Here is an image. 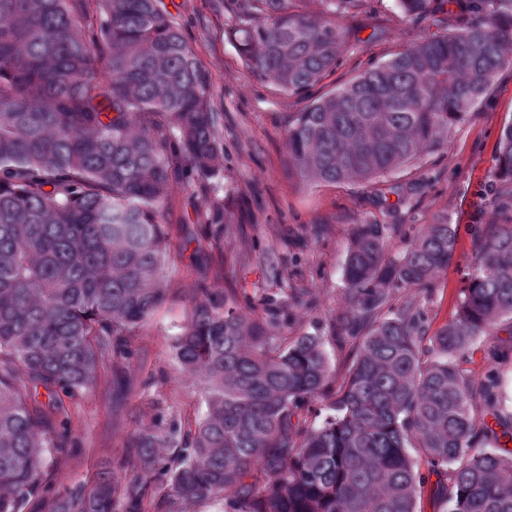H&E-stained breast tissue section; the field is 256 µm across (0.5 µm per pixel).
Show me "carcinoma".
Returning a JSON list of instances; mask_svg holds the SVG:
<instances>
[{"label": "carcinoma", "instance_id": "obj_1", "mask_svg": "<svg viewBox=\"0 0 512 512\" xmlns=\"http://www.w3.org/2000/svg\"><path fill=\"white\" fill-rule=\"evenodd\" d=\"M253 0L228 35L249 72L302 96L355 42L342 20L362 0ZM438 31L288 113V171L300 183L391 174L448 147L450 133L512 66V0H395ZM460 14L439 22L445 4ZM211 75L161 0H0V512H422L428 475L448 512H512V450L499 385L463 368L478 336L512 322V219L475 240L469 285L434 335L402 300L453 262L455 225L425 224L390 253L388 224H355L346 302L329 340L350 349L336 414L297 421L327 395L323 337L283 335L235 295L198 289L172 346L207 406L141 430L124 462L51 496L46 456L62 451V395L92 390L105 361L126 371L130 339L166 298L171 258L161 192L185 173L213 179L223 150ZM494 177L512 186V122ZM212 224L232 216L201 203ZM46 401L38 400V389ZM481 404L501 427L476 426ZM427 472H422L421 466Z\"/></svg>", "mask_w": 512, "mask_h": 512}]
</instances>
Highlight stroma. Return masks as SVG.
Wrapping results in <instances>:
<instances>
[{
  "mask_svg": "<svg viewBox=\"0 0 512 512\" xmlns=\"http://www.w3.org/2000/svg\"><path fill=\"white\" fill-rule=\"evenodd\" d=\"M213 76V102L223 112L224 155L217 178L171 181L162 200L173 259L164 269L169 294L131 341L129 370L119 385L66 399L71 433L64 452L51 456L54 490L90 481L100 464L125 452L130 436L158 414L202 415L205 404L176 363L171 343L181 332L196 296V283L216 295L234 292L241 309L264 304L280 310L286 335H328L343 306V266L352 225L393 226L392 251L422 224L448 220L458 230L454 260L440 273L431 295L416 289L404 300L425 310V328L435 333L455 315L468 286L475 231L501 221L493 206L499 186L492 178L499 133L512 121V66L496 77L489 95L457 127L447 151L433 153L399 172L372 181L306 186L285 171L287 120L314 99L356 74L389 59L405 45L433 33L430 22H412L394 0H364L352 23L362 35L336 69L306 98L282 93L253 78L228 30L243 17L239 0H163ZM231 214V224H202V199ZM299 288L316 302L308 311L285 305L283 288ZM506 349L491 358L490 348ZM465 369L475 379L496 373L500 413L512 418V323L472 343Z\"/></svg>",
  "mask_w": 512,
  "mask_h": 512,
  "instance_id": "1",
  "label": "stroma"
}]
</instances>
